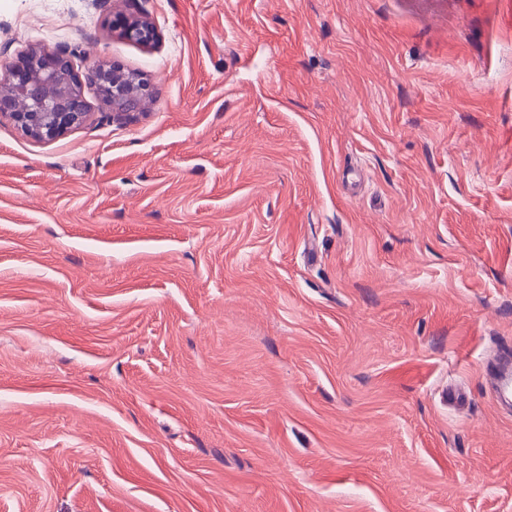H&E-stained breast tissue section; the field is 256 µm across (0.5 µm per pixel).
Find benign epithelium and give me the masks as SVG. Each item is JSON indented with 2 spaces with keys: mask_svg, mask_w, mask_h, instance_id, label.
Returning a JSON list of instances; mask_svg holds the SVG:
<instances>
[{
  "mask_svg": "<svg viewBox=\"0 0 512 512\" xmlns=\"http://www.w3.org/2000/svg\"><path fill=\"white\" fill-rule=\"evenodd\" d=\"M130 41L153 45L157 31L145 16L119 22ZM75 52L66 47L34 48L16 63L0 65V119L7 118L24 134L54 140L82 125L90 115L84 87L92 88L104 111L118 125L136 121L142 102L154 97L150 83L133 80L119 67L93 63L80 73Z\"/></svg>",
  "mask_w": 512,
  "mask_h": 512,
  "instance_id": "obj_1",
  "label": "benign epithelium"
}]
</instances>
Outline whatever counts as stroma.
<instances>
[{
  "instance_id": "stroma-1",
  "label": "stroma",
  "mask_w": 512,
  "mask_h": 512,
  "mask_svg": "<svg viewBox=\"0 0 512 512\" xmlns=\"http://www.w3.org/2000/svg\"><path fill=\"white\" fill-rule=\"evenodd\" d=\"M36 43L156 101L0 120V512H512V0H0ZM117 25H119L120 33L135 43L149 46L158 40L154 25L145 16H134L132 19L120 21Z\"/></svg>"
}]
</instances>
